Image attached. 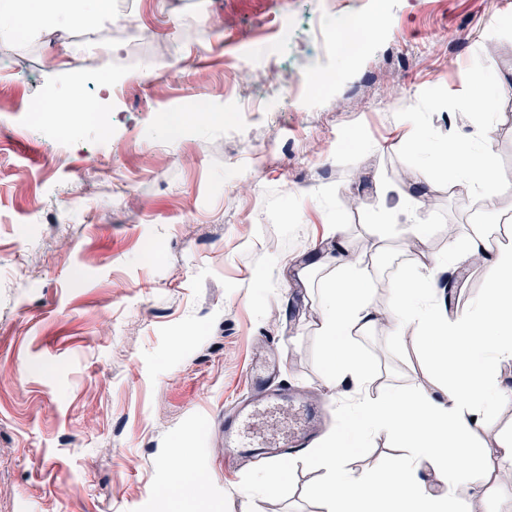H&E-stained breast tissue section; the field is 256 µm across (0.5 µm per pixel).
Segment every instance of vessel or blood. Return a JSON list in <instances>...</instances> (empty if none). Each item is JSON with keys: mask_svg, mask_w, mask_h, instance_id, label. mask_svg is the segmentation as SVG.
Returning <instances> with one entry per match:
<instances>
[{"mask_svg": "<svg viewBox=\"0 0 512 512\" xmlns=\"http://www.w3.org/2000/svg\"><path fill=\"white\" fill-rule=\"evenodd\" d=\"M253 392L224 414V450L238 457H274L287 460L306 448L317 432L321 419L319 407L300 402L295 425L278 438H264L253 431L257 419L292 399L288 387H271L267 377H252Z\"/></svg>", "mask_w": 512, "mask_h": 512, "instance_id": "1", "label": "vessel or blood"}]
</instances>
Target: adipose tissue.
I'll return each mask as SVG.
<instances>
[{
  "instance_id": "1",
  "label": "adipose tissue",
  "mask_w": 512,
  "mask_h": 512,
  "mask_svg": "<svg viewBox=\"0 0 512 512\" xmlns=\"http://www.w3.org/2000/svg\"><path fill=\"white\" fill-rule=\"evenodd\" d=\"M112 15V0H0V36L36 29L63 28ZM430 177L451 176L481 195H498L489 145L471 150L469 139L441 148L421 140ZM490 286L469 313L449 316L428 277H408L392 289L389 316L394 336L416 331L423 356L439 377L435 394L392 390L372 395L373 371L355 349L353 333L374 326L370 280L361 266L345 264L336 280L322 288L326 374L358 378L361 388L347 404L353 430L361 436L383 433L404 451L393 464L354 473L345 466L350 453L341 438L313 451L310 465L325 473L320 494L326 512H460L452 494L457 481L488 488L512 468V435L482 448V463H471L474 438L488 430L487 404L512 395L500 369L512 362V245L493 254Z\"/></svg>"
}]
</instances>
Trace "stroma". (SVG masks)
Returning <instances> with one entry per match:
<instances>
[{
	"mask_svg": "<svg viewBox=\"0 0 512 512\" xmlns=\"http://www.w3.org/2000/svg\"><path fill=\"white\" fill-rule=\"evenodd\" d=\"M350 16L375 43L334 41ZM488 53L503 89L475 112ZM241 67L265 88L225 83ZM0 87V512H171L173 465L203 484L198 512H325L302 453L256 492L273 462L225 459L224 409L275 351L277 384L324 404L319 437L347 433L359 385L327 381L320 335L337 242L371 252L376 283L451 256L462 310L489 283L466 263L474 225L512 244V0H112L111 19L0 38ZM64 90L103 123L32 127L30 98ZM198 108L208 125L179 123ZM484 129L501 194L426 181L419 137ZM419 221L418 254L384 234ZM353 343L372 394L436 393L419 343L379 324ZM455 496L512 512V483Z\"/></svg>",
	"mask_w": 512,
	"mask_h": 512,
	"instance_id": "obj_1",
	"label": "stroma"
}]
</instances>
